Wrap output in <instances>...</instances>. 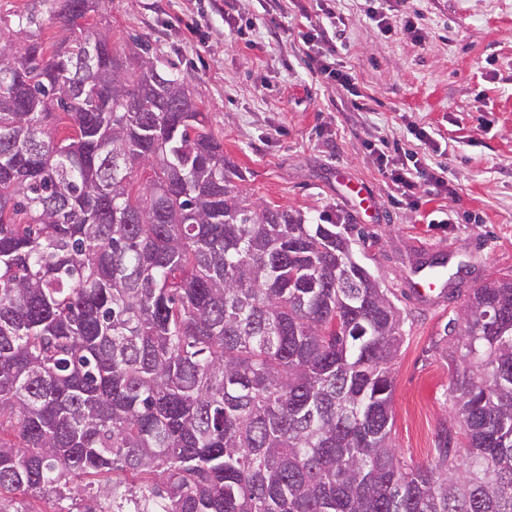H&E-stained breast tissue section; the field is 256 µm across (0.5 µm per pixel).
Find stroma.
Masks as SVG:
<instances>
[{"mask_svg": "<svg viewBox=\"0 0 512 512\" xmlns=\"http://www.w3.org/2000/svg\"><path fill=\"white\" fill-rule=\"evenodd\" d=\"M272 27L253 45L224 33L225 15L246 20L260 0H105L99 31L125 53L149 41L201 100L224 157L257 202L326 214L357 225L354 258L405 317L404 342L392 366V441L408 466L434 465L466 439L448 397L456 371L446 326L464 294L494 278H512V0H407L422 39L382 34L365 21L363 0H334L345 27L336 58L352 68L358 95L314 74L297 31L316 18L315 0H284ZM37 10L44 47L69 35L53 0H0V32L18 35L17 18ZM197 19V34L185 28ZM429 130L430 159L454 188L424 196L419 208L394 206L387 179L367 141L400 140ZM445 262L444 299L422 298V262Z\"/></svg>", "mask_w": 512, "mask_h": 512, "instance_id": "stroma-1", "label": "stroma"}]
</instances>
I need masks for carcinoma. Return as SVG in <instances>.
<instances>
[{
    "label": "carcinoma",
    "mask_w": 512,
    "mask_h": 512,
    "mask_svg": "<svg viewBox=\"0 0 512 512\" xmlns=\"http://www.w3.org/2000/svg\"><path fill=\"white\" fill-rule=\"evenodd\" d=\"M101 2L58 0L79 35L49 53L34 9L0 35V512H512V279L448 323L466 455L404 467L403 316L355 226L244 194L150 45L85 33ZM19 495L21 503L26 506L29 511L33 512H67L71 506L70 499L58 500L56 498L38 497L32 495Z\"/></svg>",
    "instance_id": "1"
}]
</instances>
